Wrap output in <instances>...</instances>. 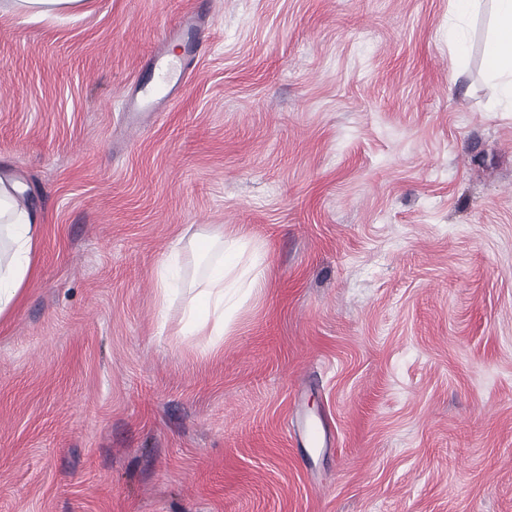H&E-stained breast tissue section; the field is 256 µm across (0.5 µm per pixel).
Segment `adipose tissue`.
<instances>
[{
  "label": "adipose tissue",
  "mask_w": 512,
  "mask_h": 512,
  "mask_svg": "<svg viewBox=\"0 0 512 512\" xmlns=\"http://www.w3.org/2000/svg\"><path fill=\"white\" fill-rule=\"evenodd\" d=\"M493 30L486 44L491 74L501 82L502 93L512 101V0H493ZM20 189L15 182L0 178V316L12 311L21 288L32 270V256L37 244L40 219L20 203ZM223 264L212 266L184 318L193 331L212 327L224 330Z\"/></svg>",
  "instance_id": "1"
}]
</instances>
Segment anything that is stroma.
I'll return each mask as SVG.
<instances>
[{"mask_svg":"<svg viewBox=\"0 0 512 512\" xmlns=\"http://www.w3.org/2000/svg\"><path fill=\"white\" fill-rule=\"evenodd\" d=\"M195 5L206 49L131 130L130 82ZM452 15L0 0V175L41 217L0 318V512H512V112L490 9L462 66ZM219 234L202 336L181 315ZM11 2L16 10L30 12L39 17H49L59 11L77 10L85 3L83 0H13ZM224 258L209 269L206 280L200 284L201 288L197 295L199 305H192L186 313L184 319L193 331L201 332L205 329L207 318L200 312V307L204 308L207 312L211 309L216 314L217 319L214 324L212 333L215 335H222L224 333Z\"/></svg>","mask_w":512,"mask_h":512,"instance_id":"1","label":"stroma"}]
</instances>
